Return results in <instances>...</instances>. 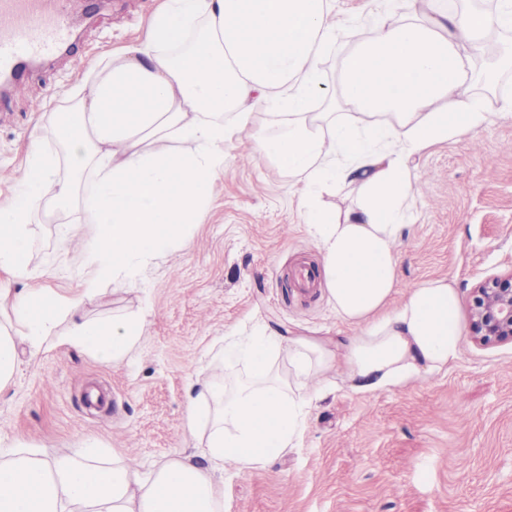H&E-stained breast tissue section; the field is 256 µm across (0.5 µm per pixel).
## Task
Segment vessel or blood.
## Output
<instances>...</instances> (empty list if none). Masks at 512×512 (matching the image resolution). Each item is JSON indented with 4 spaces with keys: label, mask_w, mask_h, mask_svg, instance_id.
I'll return each mask as SVG.
<instances>
[{
    "label": "vessel or blood",
    "mask_w": 512,
    "mask_h": 512,
    "mask_svg": "<svg viewBox=\"0 0 512 512\" xmlns=\"http://www.w3.org/2000/svg\"><path fill=\"white\" fill-rule=\"evenodd\" d=\"M71 36V0H0V79L25 85L31 67Z\"/></svg>",
    "instance_id": "obj_1"
}]
</instances>
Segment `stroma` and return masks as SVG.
<instances>
[{
    "label": "stroma",
    "instance_id": "1",
    "mask_svg": "<svg viewBox=\"0 0 512 512\" xmlns=\"http://www.w3.org/2000/svg\"><path fill=\"white\" fill-rule=\"evenodd\" d=\"M158 0H102L53 60L35 66L20 94L0 93V202L14 192L28 141L61 112L69 90L96 60L142 35ZM416 165L411 228L397 247L401 288L445 277L468 296L480 280L512 271V118L498 117L477 140L432 146ZM69 211L31 226L32 287L65 293L79 274L59 240ZM321 258L301 224L288 180L264 164L254 142L226 151L205 224L188 246L160 255L137 287H104L88 317L147 312L140 343L122 363L58 344L20 368L0 392V445L21 442L66 452L92 441L147 470L176 453L195 456L205 440L185 426L197 370L233 384L248 361L210 362L228 336L252 328L326 341L347 333L327 288L304 294L286 273ZM298 447L269 468L224 465V512H512V345L464 337L444 372L391 391H356L331 372ZM98 391L103 407L87 406Z\"/></svg>",
    "mask_w": 512,
    "mask_h": 512
}]
</instances>
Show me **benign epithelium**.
Segmentation results:
<instances>
[{
    "label": "benign epithelium",
    "mask_w": 512,
    "mask_h": 512,
    "mask_svg": "<svg viewBox=\"0 0 512 512\" xmlns=\"http://www.w3.org/2000/svg\"><path fill=\"white\" fill-rule=\"evenodd\" d=\"M468 312L477 344H512V271L479 281L469 294Z\"/></svg>",
    "instance_id": "1"
}]
</instances>
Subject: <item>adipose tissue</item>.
<instances>
[{"label": "adipose tissue", "instance_id": "ef3b65f1", "mask_svg": "<svg viewBox=\"0 0 512 512\" xmlns=\"http://www.w3.org/2000/svg\"><path fill=\"white\" fill-rule=\"evenodd\" d=\"M495 29L512 31V0L486 12L464 0H361L352 12L335 0H163L137 44L106 55L63 121L35 130L18 187L0 204V391L23 347L34 357L65 343L106 364L134 351L142 317L94 320L87 301L106 285L136 286L156 258L187 245L190 227L208 216L225 146L257 112L274 129L255 134L256 151L296 186L330 299L351 332L333 342L264 334L251 342L246 380L201 385L186 414L189 432L206 433L201 466L178 455L141 472L103 448H0V512H224L225 461L246 472L295 447L325 392L309 386L320 374L390 391L459 359L455 282L426 279L400 306L390 301L418 179L413 159L512 114V97L499 96L474 61ZM331 56L328 82L321 64ZM50 143L60 158L46 155ZM347 185L354 204L330 208L324 195ZM75 207L76 288H30L31 222ZM283 350L284 379L272 359Z\"/></svg>", "mask_w": 512, "mask_h": 512}]
</instances>
